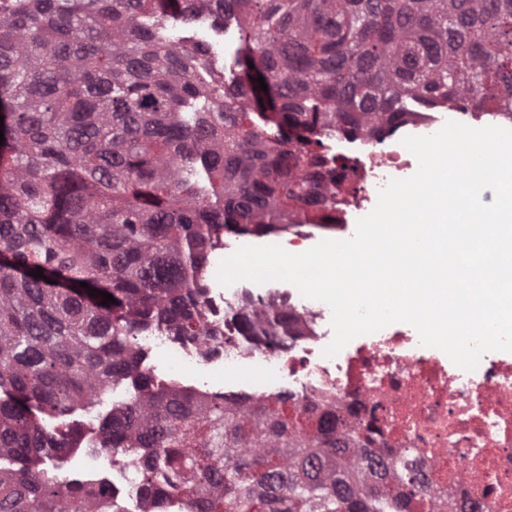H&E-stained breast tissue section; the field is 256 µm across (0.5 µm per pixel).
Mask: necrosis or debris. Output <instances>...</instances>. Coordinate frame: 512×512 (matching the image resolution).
<instances>
[{
    "instance_id": "4bbe7bcc",
    "label": "necrosis or debris",
    "mask_w": 512,
    "mask_h": 512,
    "mask_svg": "<svg viewBox=\"0 0 512 512\" xmlns=\"http://www.w3.org/2000/svg\"><path fill=\"white\" fill-rule=\"evenodd\" d=\"M356 167L357 189L336 213L340 224H356L375 207L381 187L406 178L418 163L401 143H370ZM244 296L263 310L288 307L302 319L304 335L287 337L277 347L217 342L199 371L164 332L143 331L135 340L171 360L174 368L194 370L195 381L205 386L227 370L260 368L270 374L274 387L266 401L284 396L314 416L344 421L356 437L349 447L356 467L365 465L360 438L369 424L395 459L417 471L433 500L447 501L450 512H482L487 505L492 512H512V352L485 353L475 370L466 371L440 349L421 345L412 325L393 324L361 335L356 344L328 357L330 308L277 285L236 283L208 291L210 323L223 322L225 308ZM85 445L72 453L73 468L112 469L135 500V512H154L132 468L100 447L96 436H89Z\"/></svg>"
}]
</instances>
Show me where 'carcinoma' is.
Returning <instances> with one entry per match:
<instances>
[{"instance_id": "obj_1", "label": "carcinoma", "mask_w": 512, "mask_h": 512, "mask_svg": "<svg viewBox=\"0 0 512 512\" xmlns=\"http://www.w3.org/2000/svg\"><path fill=\"white\" fill-rule=\"evenodd\" d=\"M200 13L239 30L235 88L204 48L160 35ZM461 103L512 121V0H0V458L22 462L0 468V512H119L108 486L45 467L83 431L36 417L84 411L133 375L142 393L97 431L154 501L425 512L417 475L375 439L364 486L338 421L178 393L140 372L132 335L162 329L203 356L216 336L280 345L288 314L249 299L207 327L218 233L336 211L355 168L320 139L374 142Z\"/></svg>"}]
</instances>
